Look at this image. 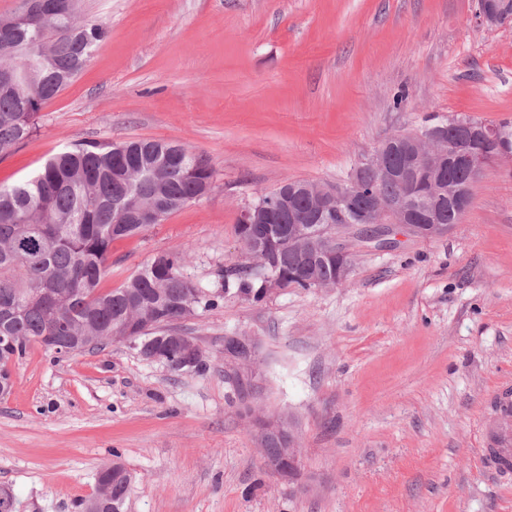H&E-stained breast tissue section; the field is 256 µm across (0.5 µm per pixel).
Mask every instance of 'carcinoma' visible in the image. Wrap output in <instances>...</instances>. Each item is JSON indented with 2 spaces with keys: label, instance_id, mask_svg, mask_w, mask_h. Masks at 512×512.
<instances>
[{
  "label": "carcinoma",
  "instance_id": "carcinoma-1",
  "mask_svg": "<svg viewBox=\"0 0 512 512\" xmlns=\"http://www.w3.org/2000/svg\"><path fill=\"white\" fill-rule=\"evenodd\" d=\"M107 37L106 25L84 17L82 0H21L0 16V155L13 152L36 130V117L84 68ZM214 179L208 159L182 144L132 139L81 141L56 153L33 177L0 185V336L21 342L19 357L42 336L94 334L112 343L113 329L136 323L138 342L160 341L159 329L180 320L181 302L219 305L233 291L254 303L267 278L282 273L285 288L309 289L332 278L336 259L307 271L300 251L277 235L254 267L240 265L217 289L186 287V254L162 252L120 287L103 291L109 271L112 225L152 202L160 221L206 193ZM376 189L392 196L398 185L362 171L361 195ZM36 288H56L64 298L31 303ZM129 486L112 483V512H123Z\"/></svg>",
  "mask_w": 512,
  "mask_h": 512
}]
</instances>
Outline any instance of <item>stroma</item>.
<instances>
[{
	"label": "stroma",
	"instance_id": "35a3bbf8",
	"mask_svg": "<svg viewBox=\"0 0 512 512\" xmlns=\"http://www.w3.org/2000/svg\"><path fill=\"white\" fill-rule=\"evenodd\" d=\"M477 0H85L108 36L0 158V185L78 141L182 143L213 187L113 241L102 290L157 253L218 287L246 254L256 191L344 184L388 137L454 116L512 125V21ZM341 236L346 284L233 295L171 324L204 374L125 343L58 357L32 344L0 396V496L12 512H83L98 472L132 475L125 512H512V477L478 465L489 390L512 383V161L493 160L448 235ZM228 336L249 338L250 361ZM288 417L302 489L268 473L255 417ZM479 0L478 4L480 3ZM512 13L510 0H484L476 16L477 22L485 27H496L503 23ZM169 333V332H167ZM170 341L176 345H178L182 349V357L175 363L169 361L168 353L163 350L162 347H145L140 346L138 343L134 341H126L133 348L138 350L139 355L150 362H158L164 364L166 367H170L169 369L173 372H180L171 366H178L179 368L183 367H198L203 361V354L198 345L191 339L187 338L184 335L169 333Z\"/></svg>",
	"mask_w": 512,
	"mask_h": 512
}]
</instances>
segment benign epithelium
<instances>
[{
	"mask_svg": "<svg viewBox=\"0 0 512 512\" xmlns=\"http://www.w3.org/2000/svg\"><path fill=\"white\" fill-rule=\"evenodd\" d=\"M512 13V0H482L477 22L485 27H497ZM475 141H484L494 148V158H512V143L496 126L476 122L464 117H451L446 121L425 126L413 133L384 141L366 160L365 166L372 169L380 179L400 183L404 191L398 197L370 195L366 198L363 213L370 217L366 224H351L346 209L349 189L358 184L351 179L346 185L314 184L303 185L299 190L312 201L313 224H302L300 219L289 210L288 190L279 191L278 205L272 209L263 201H253L240 212V223L249 227L268 221L288 225V243L301 249L308 266L336 257V278L334 284L346 282L352 270V254L342 245H336V254H331V246L322 247L312 243L318 238L327 241L328 236L318 228L320 224H336V229L353 235L361 243L376 242L380 246L388 245L385 236L390 225L397 224L405 231L424 238L442 237L453 228L442 223L436 211V201L446 197L453 201L459 214L467 209V196L462 188L453 181L443 182L437 175L443 170L448 154H453L469 172L476 176L484 167L483 154H474L468 150ZM411 161L424 165L435 175L430 192L420 200L422 208L411 207L413 197L407 194V182L402 169L391 164L389 156L397 143ZM170 341L182 349V357L172 362L168 353L161 347H145L130 342L139 355L150 362L162 363L167 367H197L203 361L198 345L184 335L172 333ZM226 345L233 349L229 357L239 361H249L252 343L239 336L225 338ZM44 349L58 355H73L89 349L94 340L90 337L71 338L67 336H44L41 339ZM255 439L264 452V464L274 476L297 483L299 476L300 448L288 423L281 419H259L256 422Z\"/></svg>",
	"mask_w": 512,
	"mask_h": 512,
	"instance_id": "1",
	"label": "benign epithelium"
}]
</instances>
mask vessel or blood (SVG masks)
<instances>
[{"instance_id": "vessel-or-blood-1", "label": "vessel or blood", "mask_w": 512, "mask_h": 512, "mask_svg": "<svg viewBox=\"0 0 512 512\" xmlns=\"http://www.w3.org/2000/svg\"><path fill=\"white\" fill-rule=\"evenodd\" d=\"M487 406L480 423L478 461L486 473L502 478L512 474V384L497 386Z\"/></svg>"}]
</instances>
